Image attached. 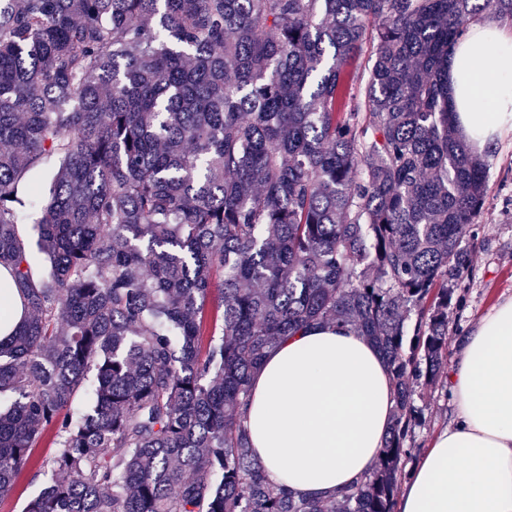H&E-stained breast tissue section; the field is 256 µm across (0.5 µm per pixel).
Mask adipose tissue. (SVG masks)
Returning a JSON list of instances; mask_svg holds the SVG:
<instances>
[{
	"label": "adipose tissue",
	"instance_id": "1",
	"mask_svg": "<svg viewBox=\"0 0 512 512\" xmlns=\"http://www.w3.org/2000/svg\"><path fill=\"white\" fill-rule=\"evenodd\" d=\"M451 120L484 151L512 127V33L486 13L448 50ZM452 424L420 458L397 512H512V296L459 336ZM388 363L328 325L285 337L251 379L244 423L268 480L320 498L371 472L392 426Z\"/></svg>",
	"mask_w": 512,
	"mask_h": 512
}]
</instances>
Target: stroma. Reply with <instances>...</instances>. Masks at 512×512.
<instances>
[{"instance_id":"obj_1","label":"stroma","mask_w":512,"mask_h":512,"mask_svg":"<svg viewBox=\"0 0 512 512\" xmlns=\"http://www.w3.org/2000/svg\"><path fill=\"white\" fill-rule=\"evenodd\" d=\"M489 175L486 201L478 219L479 243L471 268L448 309V340L456 342L467 327L500 297L512 295V131L504 130L486 156ZM423 412L414 431L412 458L431 447L438 433L451 420L452 410L442 383L423 387L417 399ZM50 437H43L32 451V466L18 477L13 494L0 500V512H22L42 487L36 464L51 451Z\"/></svg>"}]
</instances>
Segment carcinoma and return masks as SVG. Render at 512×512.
Returning a JSON list of instances; mask_svg holds the SVG:
<instances>
[{
    "label": "carcinoma",
    "mask_w": 512,
    "mask_h": 512,
    "mask_svg": "<svg viewBox=\"0 0 512 512\" xmlns=\"http://www.w3.org/2000/svg\"><path fill=\"white\" fill-rule=\"evenodd\" d=\"M485 10L512 0H0V499L51 429L25 512H396L485 202L448 112ZM319 324L379 349L395 406L373 470L315 500L268 483L244 412ZM2 282L5 283L4 287H2ZM0 285V302L3 304V300H5L14 306V312L9 314L7 318L2 316L0 320V339H2L13 331L21 319L22 311L17 289L13 287L8 272L2 267L0 268Z\"/></svg>",
    "instance_id": "obj_1"
}]
</instances>
